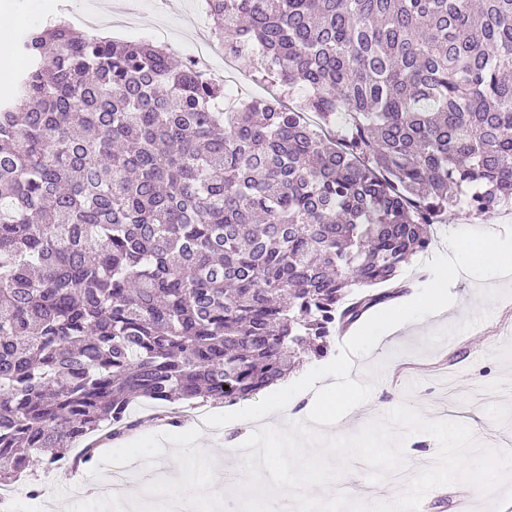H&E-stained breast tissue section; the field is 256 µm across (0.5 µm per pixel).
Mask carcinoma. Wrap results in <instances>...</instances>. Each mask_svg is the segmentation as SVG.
Returning a JSON list of instances; mask_svg holds the SVG:
<instances>
[{
	"label": "carcinoma",
	"instance_id": "obj_1",
	"mask_svg": "<svg viewBox=\"0 0 512 512\" xmlns=\"http://www.w3.org/2000/svg\"><path fill=\"white\" fill-rule=\"evenodd\" d=\"M303 96L227 111L166 49L59 20L0 94V487L131 405L235 403L406 292L451 208H512V0H207Z\"/></svg>",
	"mask_w": 512,
	"mask_h": 512
}]
</instances>
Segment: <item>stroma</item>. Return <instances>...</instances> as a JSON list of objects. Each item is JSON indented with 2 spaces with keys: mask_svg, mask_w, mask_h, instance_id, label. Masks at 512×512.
I'll use <instances>...</instances> for the list:
<instances>
[{
  "mask_svg": "<svg viewBox=\"0 0 512 512\" xmlns=\"http://www.w3.org/2000/svg\"><path fill=\"white\" fill-rule=\"evenodd\" d=\"M106 0H0V9L20 17L22 27L43 26L55 19L70 20L75 34H85L79 24L83 15L103 9ZM197 0H166L157 9L156 0H136L129 24L119 35L128 40L164 43L174 59H188L197 33L207 28ZM512 225V211H502L487 220H476L465 211H448L433 227L439 237L436 253L444 254L447 233L481 230L505 233ZM456 302L469 308L466 321L454 312L408 322L388 340L379 342L368 355L352 358L350 377L364 381L366 368L387 361L375 379L367 402L352 409L344 424L360 429L400 403L419 409L429 420L459 422L468 426L476 440L499 451H512V276L484 281L464 274L451 287ZM182 430L194 429L198 410H207L209 444L223 448L225 435H238L229 422L237 405L191 400L179 403ZM43 488L40 497L29 498L32 482ZM15 493L0 512H54L60 502L73 501L66 473L36 472L14 485Z\"/></svg>",
  "mask_w": 512,
  "mask_h": 512,
  "instance_id": "35a3bbf8",
  "label": "stroma"
}]
</instances>
